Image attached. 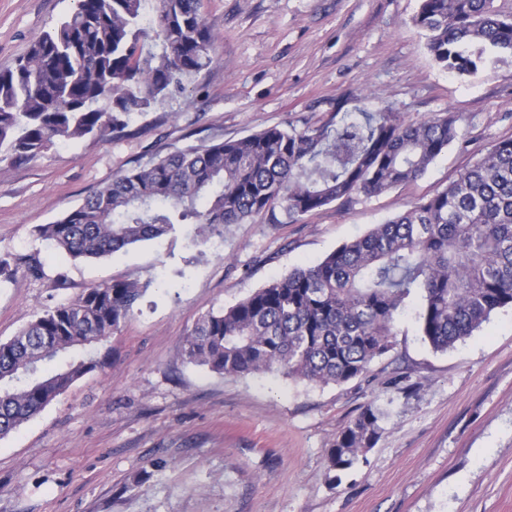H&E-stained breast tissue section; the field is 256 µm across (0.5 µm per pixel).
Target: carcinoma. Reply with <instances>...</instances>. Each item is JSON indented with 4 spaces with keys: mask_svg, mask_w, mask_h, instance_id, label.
I'll return each instance as SVG.
<instances>
[{
    "mask_svg": "<svg viewBox=\"0 0 512 512\" xmlns=\"http://www.w3.org/2000/svg\"><path fill=\"white\" fill-rule=\"evenodd\" d=\"M201 0H74V10L0 70V165L59 141L127 127L125 118L179 96L212 60ZM443 69L474 76L512 59V13L495 0H420L413 18ZM452 112L408 121L391 107L337 111L298 130L269 127L186 146L118 173L62 218L37 228L66 257H108L179 224L216 232L280 208L287 223L339 200L413 182L460 136ZM150 283L93 285L0 341V438L98 367ZM420 335L445 351L512 306V138L494 143L445 188L313 265L201 317L186 359L226 376L281 372L319 383L365 377L392 346L406 300ZM366 406L336 435L327 462L345 471L382 435Z\"/></svg>",
    "mask_w": 512,
    "mask_h": 512,
    "instance_id": "cac0c4a2",
    "label": "carcinoma"
}]
</instances>
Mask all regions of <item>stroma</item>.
Wrapping results in <instances>:
<instances>
[{"label":"stroma","mask_w":512,"mask_h":512,"mask_svg":"<svg viewBox=\"0 0 512 512\" xmlns=\"http://www.w3.org/2000/svg\"><path fill=\"white\" fill-rule=\"evenodd\" d=\"M73 0H0V69ZM419 0H202L215 36L185 94L131 114L125 129L56 144L0 171V340L86 288H150L99 366L0 439V512H512V307L453 349L433 350L414 309L370 376L315 384L280 372L224 376L188 363L204 314L314 264L434 195L512 137V64L471 77L439 68L413 17ZM392 107L419 121L461 115L454 142L417 180L356 196L295 224L281 210L223 232L192 224L112 256L68 261L35 229L122 170L189 145L304 128L337 106ZM369 404L383 433L347 471L328 468L337 433Z\"/></svg>","instance_id":"stroma-1"}]
</instances>
